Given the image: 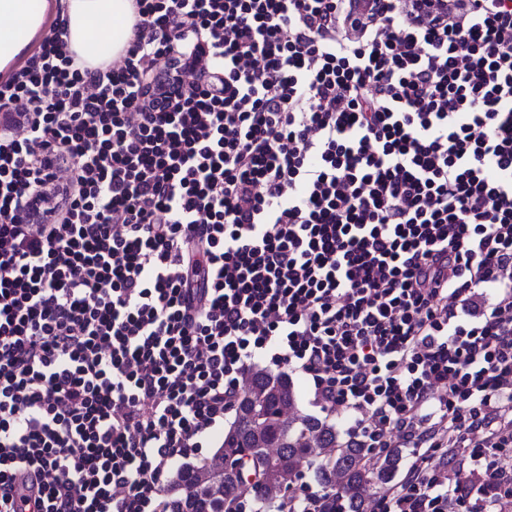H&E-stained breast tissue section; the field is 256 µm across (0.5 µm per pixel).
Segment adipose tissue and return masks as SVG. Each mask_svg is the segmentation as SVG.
Listing matches in <instances>:
<instances>
[{
    "instance_id": "ef3b65f1",
    "label": "adipose tissue",
    "mask_w": 512,
    "mask_h": 512,
    "mask_svg": "<svg viewBox=\"0 0 512 512\" xmlns=\"http://www.w3.org/2000/svg\"><path fill=\"white\" fill-rule=\"evenodd\" d=\"M50 14L64 24L68 50L90 68L117 58L133 36L132 0H0V74L20 60Z\"/></svg>"
}]
</instances>
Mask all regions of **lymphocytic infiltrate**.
Here are the masks:
<instances>
[{"label":"lymphocytic infiltrate","instance_id":"obj_1","mask_svg":"<svg viewBox=\"0 0 512 512\" xmlns=\"http://www.w3.org/2000/svg\"><path fill=\"white\" fill-rule=\"evenodd\" d=\"M135 11L0 83V512H169L265 357L412 448L373 512L512 501V0Z\"/></svg>","mask_w":512,"mask_h":512}]
</instances>
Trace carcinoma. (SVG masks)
Segmentation results:
<instances>
[{"mask_svg":"<svg viewBox=\"0 0 512 512\" xmlns=\"http://www.w3.org/2000/svg\"><path fill=\"white\" fill-rule=\"evenodd\" d=\"M246 382L247 390L262 395V399L255 403L244 394L234 405V419L218 448L232 458L221 479L220 495L199 487L198 473L206 466H186L171 487L170 512H243L241 501L247 490L258 505L255 512H288V502H274L240 479L243 472L264 480L265 472L258 471V465L269 457L270 449L252 447L253 431L258 427L269 436L275 454L288 458L289 471H295L303 460L315 466L318 483L342 501L345 512H367V488L389 483L404 465L399 448L390 449L374 464L365 463L370 449L340 441L336 424L314 416L299 414L288 428H282V409L296 406L297 401V390L288 374L252 370ZM312 430L319 433L318 448L307 447L306 434Z\"/></svg>","mask_w":512,"mask_h":512,"instance_id":"cac0c4a2","label":"carcinoma"}]
</instances>
